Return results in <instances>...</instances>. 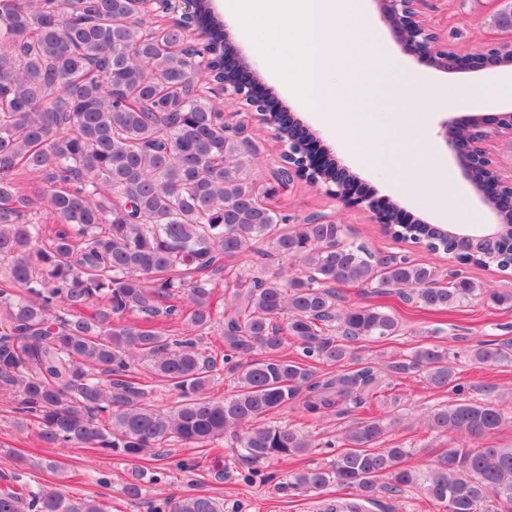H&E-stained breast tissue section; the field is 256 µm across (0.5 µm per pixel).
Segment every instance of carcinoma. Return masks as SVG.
Masks as SVG:
<instances>
[{"label":"carcinoma","mask_w":512,"mask_h":512,"mask_svg":"<svg viewBox=\"0 0 512 512\" xmlns=\"http://www.w3.org/2000/svg\"><path fill=\"white\" fill-rule=\"evenodd\" d=\"M144 0H0V395L16 423H33L46 444L96 448L129 462L163 456L170 444L224 439L259 465L339 447L327 466L288 476L295 491L330 485L370 500L410 488L443 512L512 509V448L486 443L505 425L491 399L431 409V431L463 438L423 472L408 448H381L389 425L372 408L394 381L423 373L443 389L456 382L448 350L425 344L380 368L356 357L366 337L396 336L399 319L381 306L342 305L337 286L406 288L405 301L454 309L479 291L456 272L448 285L430 264L377 258L346 240L343 225L309 219L291 231L267 204L275 184L251 177L256 144L230 131L205 94L238 81L244 62L210 0L168 24H148ZM276 135L300 144L314 133L283 107L265 103ZM59 220L45 235L26 190ZM383 229L433 254L448 238L418 219ZM268 246L301 261L292 275L244 277L235 262ZM485 261L512 265V241ZM234 295L222 362L231 394L205 395L217 359L199 334L218 320L217 276ZM103 299L106 306L85 310ZM287 316L285 324L278 318ZM297 359L283 351L287 341ZM477 364L512 362V338L468 349ZM336 367L321 378L316 365ZM179 392L162 409L135 382L138 366ZM302 406L316 417L363 412L340 444L322 443L266 416ZM389 479L378 485L381 478ZM145 476L123 487L137 500ZM0 512H105L97 498H69L62 485L0 491ZM155 512H222L204 494L170 497Z\"/></svg>","instance_id":"carcinoma-1"}]
</instances>
